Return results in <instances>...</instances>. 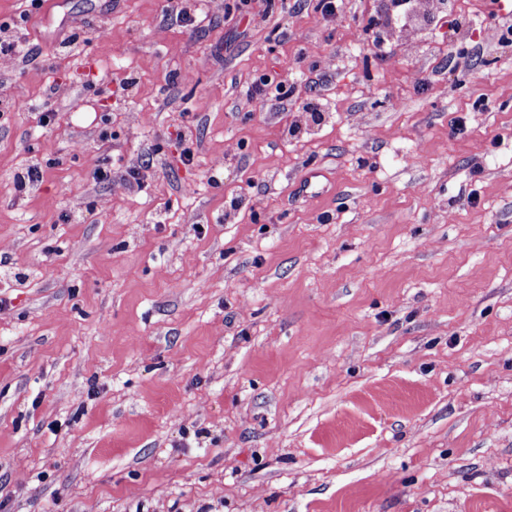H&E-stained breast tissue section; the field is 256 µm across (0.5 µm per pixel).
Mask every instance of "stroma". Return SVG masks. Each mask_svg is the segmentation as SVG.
Wrapping results in <instances>:
<instances>
[{
	"instance_id": "obj_1",
	"label": "stroma",
	"mask_w": 512,
	"mask_h": 512,
	"mask_svg": "<svg viewBox=\"0 0 512 512\" xmlns=\"http://www.w3.org/2000/svg\"><path fill=\"white\" fill-rule=\"evenodd\" d=\"M24 8L0 512H512V16Z\"/></svg>"
}]
</instances>
